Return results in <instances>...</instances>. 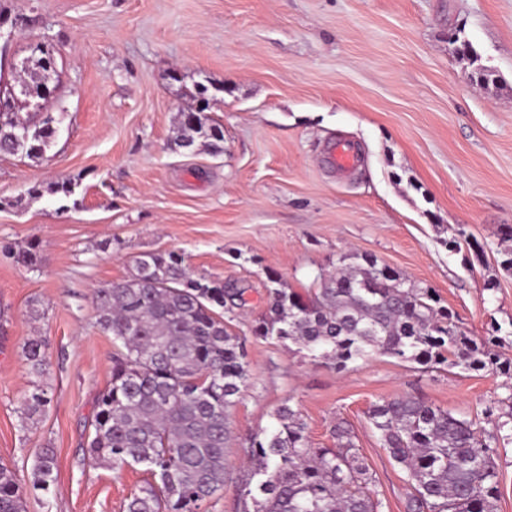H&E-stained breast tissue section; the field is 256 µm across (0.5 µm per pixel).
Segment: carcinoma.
<instances>
[{
  "mask_svg": "<svg viewBox=\"0 0 512 512\" xmlns=\"http://www.w3.org/2000/svg\"><path fill=\"white\" fill-rule=\"evenodd\" d=\"M38 69L10 67L0 96H22L23 107L46 99L54 58L41 51ZM201 112L183 122L177 145L189 152L204 138L218 153L224 135ZM47 116L34 127L18 111H0V154H43L55 135ZM269 281L266 312L254 333L294 344L341 372L375 355L403 362L490 371L512 376V359L497 350L506 340L499 324L473 336L440 305L435 289L387 273L368 255L344 252L319 275L307 297ZM244 291L195 279L176 251L146 254L134 272L93 292L98 325L112 336V379L95 398L87 448L114 468L143 465L152 480L126 503L125 512H201L224 489L229 410L249 378L244 342L222 311L245 304ZM30 371L47 369L45 341L23 345ZM49 404L35 384L24 398L31 417ZM272 428L250 441L251 478L241 490V512H385L376 478L350 424L333 426L331 448H314L299 409L286 400L272 414ZM367 418L389 458L406 473L405 512H498V443L512 441V394L467 419L405 395L373 404ZM491 429H486V426ZM33 488L57 480L55 449L37 454ZM25 489L16 472L0 465V512H25Z\"/></svg>",
  "mask_w": 512,
  "mask_h": 512,
  "instance_id": "carcinoma-1",
  "label": "carcinoma"
}]
</instances>
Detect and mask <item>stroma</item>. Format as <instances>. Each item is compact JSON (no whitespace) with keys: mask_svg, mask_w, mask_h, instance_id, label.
<instances>
[{"mask_svg":"<svg viewBox=\"0 0 512 512\" xmlns=\"http://www.w3.org/2000/svg\"><path fill=\"white\" fill-rule=\"evenodd\" d=\"M0 14L14 32L8 58L41 41L56 61L51 146L0 154V464L27 483L39 448L58 463L49 491L28 490L26 512H125L144 486V467L86 452L112 377L92 294L171 250L194 278L246 299L224 315L250 372L230 411L224 488L204 512H239L249 440L287 400L313 447H332L334 422L347 421L389 512H404L405 474L369 407L411 394L477 419L512 394V378L389 356L339 373L252 329L269 275L303 294L346 251L434 288L473 335L512 322V273L497 263L512 225V0H0ZM464 40L473 56L459 53ZM202 85L224 132L217 155L176 145ZM339 135L363 154L343 178L321 163ZM61 183L71 196L53 193ZM461 228L482 262L448 250ZM31 246L33 267L16 259ZM34 336L48 360L38 378L22 353ZM36 383L50 402L30 419L22 401Z\"/></svg>","mask_w":512,"mask_h":512,"instance_id":"obj_1","label":"stroma"}]
</instances>
